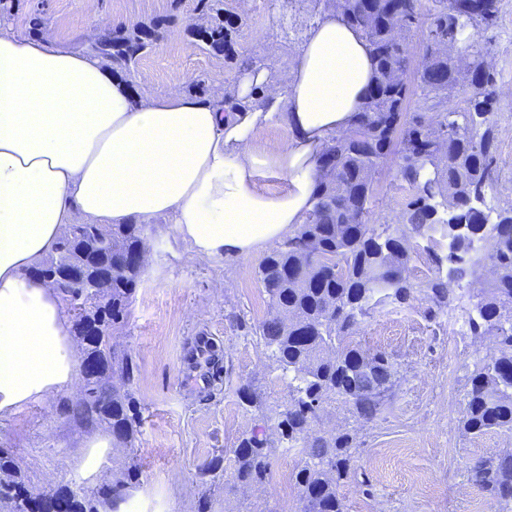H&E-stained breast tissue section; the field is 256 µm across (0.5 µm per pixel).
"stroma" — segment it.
Returning a JSON list of instances; mask_svg holds the SVG:
<instances>
[{
  "mask_svg": "<svg viewBox=\"0 0 512 512\" xmlns=\"http://www.w3.org/2000/svg\"><path fill=\"white\" fill-rule=\"evenodd\" d=\"M198 0H97L89 15L81 0H13L16 32L30 35L38 15L53 28L60 45L84 50L112 29L157 24L152 46L123 78L139 77V93L179 91L199 97L236 79L228 59L198 43L194 54L183 45L191 31L211 24ZM225 16H236V53L259 59L280 78L304 43L316 16L311 0H224ZM479 42L494 63L500 108L491 119L500 135L498 178L485 192L489 206L512 204V0H502L497 23L479 30ZM412 189L387 168L373 205L377 223L393 222ZM147 248L150 258L137 285L118 342L131 357L129 389L141 408L134 440L104 449L96 468L85 469L84 425L70 412L80 397L81 373H74L51 402H30L0 419V452L10 454L30 490L94 488L111 482L127 462L138 465V480L118 512H301L291 480L300 465L298 449L274 444L270 475L245 489L234 475L233 450L255 424L274 425L288 404V378L275 370L255 327L269 315L255 270L268 248L248 257L203 258L174 229L157 221ZM480 282H461L457 299L436 320L424 314V299L379 306L353 340L369 351L388 354L396 373L380 413L370 422L352 416L348 404L332 399L321 409L318 430L353 438L354 469L338 489L346 512H502L503 505L472 484L471 460L512 448V438L469 434L462 423L469 377L493 351L489 336H473L467 311ZM216 352L210 384L186 378L184 354L198 337ZM250 386L260 405L239 398Z\"/></svg>",
  "mask_w": 512,
  "mask_h": 512,
  "instance_id": "35a3bbf8",
  "label": "stroma"
}]
</instances>
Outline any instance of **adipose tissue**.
Segmentation results:
<instances>
[{"label": "adipose tissue", "mask_w": 512, "mask_h": 512, "mask_svg": "<svg viewBox=\"0 0 512 512\" xmlns=\"http://www.w3.org/2000/svg\"><path fill=\"white\" fill-rule=\"evenodd\" d=\"M367 43L324 13L282 83L257 69L206 99L136 94L102 54L0 14V418L75 372L70 315L37 273L70 224L163 218L202 257H247L312 211L318 156L371 87ZM284 144H260L269 123ZM264 178L283 181L261 187Z\"/></svg>", "instance_id": "ef3b65f1"}]
</instances>
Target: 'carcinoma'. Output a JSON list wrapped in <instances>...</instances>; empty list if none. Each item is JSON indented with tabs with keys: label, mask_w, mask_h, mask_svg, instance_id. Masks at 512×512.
I'll return each mask as SVG.
<instances>
[{
	"label": "carcinoma",
	"mask_w": 512,
	"mask_h": 512,
	"mask_svg": "<svg viewBox=\"0 0 512 512\" xmlns=\"http://www.w3.org/2000/svg\"><path fill=\"white\" fill-rule=\"evenodd\" d=\"M323 11H336L364 35L374 61L372 87L358 118L347 130L330 138L326 153L335 169L318 184L316 204L304 224L258 266V279L267 296L269 318L255 329L271 351L276 369L288 375L290 400L274 430L279 442L298 448L302 464L292 474L302 512H345L337 485L353 468V439L348 433L313 430L322 404L339 397L366 422L379 413L384 393L393 385L394 364L382 352H369L353 342L363 320L387 302L408 304L423 295L427 315L434 319L456 300L454 289L440 275L450 264L453 281L477 280L490 264L499 271L477 294L468 312L474 336L495 337V348L470 376L464 408V428L472 435L495 432L512 436V207L501 208L505 223L485 224L469 205L472 193L494 182L496 127L474 125V114L494 112L495 75L480 76L463 68L451 43L456 20L474 22L475 29L497 23L502 0H438L427 14L426 36L420 54L426 60L418 70L415 92L407 73L408 46L402 44L419 20V0H318ZM198 7L215 12L218 22L197 31L241 71L257 67L252 57L234 54L232 22L222 20L215 0H198ZM410 19L393 33L394 16ZM148 46L140 30L114 31L93 49L117 66L129 69ZM460 83L469 88V107L448 110V96ZM416 110L404 111L409 95ZM414 196L401 208L397 223H371L378 176L387 164ZM457 237V248L443 252L435 237ZM139 224H72L57 247L58 259L45 264L53 277L66 260L78 262L93 242L112 256L99 266L111 271L99 284L107 296L76 282L62 292L74 309V326L83 332V320L94 319L105 335L90 340L84 354L96 358L102 372L87 382L83 397L71 407L73 416L91 426L112 429V447L134 439L138 414L127 385L133 365L127 353L112 342L128 318L129 306L142 270L126 264L127 254L146 247ZM427 241L426 251L438 272L416 287L405 276L411 239ZM341 271H336V266ZM267 427L256 426L243 435L234 450L236 478L243 485H261L270 470ZM0 512H40L39 497L12 492L26 482L15 459L0 455ZM137 476V466L113 473L112 484L88 490H64L51 496L63 500L68 512H100L108 504L117 509L125 490ZM471 481L504 504H512V448L477 460L470 466Z\"/></svg>",
	"instance_id": "1"
}]
</instances>
